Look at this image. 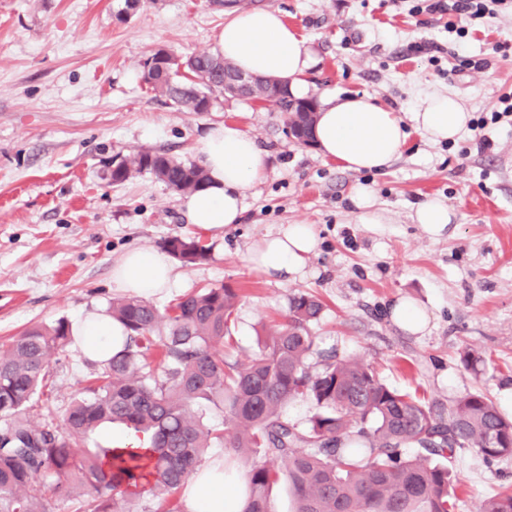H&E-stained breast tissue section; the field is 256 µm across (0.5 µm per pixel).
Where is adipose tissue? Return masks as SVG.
I'll list each match as a JSON object with an SVG mask.
<instances>
[{
    "mask_svg": "<svg viewBox=\"0 0 512 512\" xmlns=\"http://www.w3.org/2000/svg\"><path fill=\"white\" fill-rule=\"evenodd\" d=\"M217 46L225 60L241 72L273 76L291 94L305 93L303 77L314 59L280 11H227ZM318 115L316 149L353 172L389 166L401 154L408 138L401 119L366 96L327 97L322 100ZM412 121L429 141L454 142L466 131L469 114L455 98L434 94L413 113ZM197 151L209 182L186 199L187 216L200 229L218 233L239 223L245 191L265 175L263 157L250 134L224 123L203 133ZM318 246L313 225L284 224L254 243L248 262L267 277L290 281L306 274ZM174 280L169 256L155 249L128 251L112 269L113 286L138 295L164 293ZM122 333L121 326L101 311L77 317L72 326L75 349L93 362L107 359L117 350ZM246 495L241 471L225 470L218 462L204 467L189 480L182 491V505L185 512H242Z\"/></svg>",
    "mask_w": 512,
    "mask_h": 512,
    "instance_id": "ef3b65f1",
    "label": "adipose tissue"
}]
</instances>
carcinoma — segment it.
<instances>
[{
  "label": "carcinoma",
  "instance_id": "carcinoma-1",
  "mask_svg": "<svg viewBox=\"0 0 512 512\" xmlns=\"http://www.w3.org/2000/svg\"><path fill=\"white\" fill-rule=\"evenodd\" d=\"M141 64L151 92L181 112H208L220 95L234 96L238 70L219 54L167 55ZM288 112V92L273 77L257 81L252 98ZM119 184L147 173L171 191L191 195L208 182L206 169L164 151L142 149L103 162ZM183 263L207 259L194 239L166 241ZM238 295L224 285L193 290L165 308L136 296L112 300L106 312L126 330L123 347L94 364L87 395L65 407L39 406L52 362L70 344L69 324L34 325L0 350V512H54L46 484H78L89 499L80 512H124L144 496L181 512L179 494L216 440L249 464L243 512H271L269 493L288 477L294 512H456L458 448L488 461L512 456V420L481 391L444 414L428 402L386 386L372 367L315 352L310 325L322 312L314 296L289 299L288 317L260 339L245 362L224 356ZM318 361L311 362L312 358ZM307 397L318 412L300 428L288 422L289 401ZM224 409V431L212 429L196 406ZM104 423L148 436L151 448L114 454L74 449ZM417 449L405 455L402 448ZM263 457H252L253 449ZM482 512H512V486L488 497Z\"/></svg>",
  "mask_w": 512,
  "mask_h": 512
}]
</instances>
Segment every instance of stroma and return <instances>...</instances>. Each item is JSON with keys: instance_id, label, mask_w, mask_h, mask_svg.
<instances>
[{"instance_id": "obj_1", "label": "stroma", "mask_w": 512, "mask_h": 512, "mask_svg": "<svg viewBox=\"0 0 512 512\" xmlns=\"http://www.w3.org/2000/svg\"><path fill=\"white\" fill-rule=\"evenodd\" d=\"M417 0H241L279 10L315 56L308 96H368L409 119L429 94L456 97L483 130L435 144L410 131L401 156L380 171L351 172L305 147L272 108L218 100L208 112H180L155 97L141 63L164 48L214 51L223 11L209 0H145L120 19L124 0H0V347L34 324L73 321L107 308L121 290L112 268L135 247L164 249L195 238L207 260L175 262L177 281L154 296L164 307L188 291L234 288L232 339L243 361L288 314L300 291L323 304L310 330L319 350L373 367L380 380L447 410L479 390L512 419V117L490 122L512 94V11L468 24L455 14H413ZM438 45L436 54L422 45ZM482 69L458 70L459 56ZM234 124L263 153L266 176L248 189L240 224L221 233L190 224L183 196L148 174L123 184L101 177L102 162L142 148L199 162L197 139ZM365 184L375 216L362 221L350 195ZM439 198L455 219L439 238L412 215ZM280 224L314 225L319 250L303 277L280 281L252 269L247 254ZM409 296L428 309L422 336L399 328L388 310ZM472 350L479 372L460 362ZM45 395L56 406L83 393L89 360L67 348ZM456 512L512 485V457L486 462L457 451Z\"/></svg>"}]
</instances>
